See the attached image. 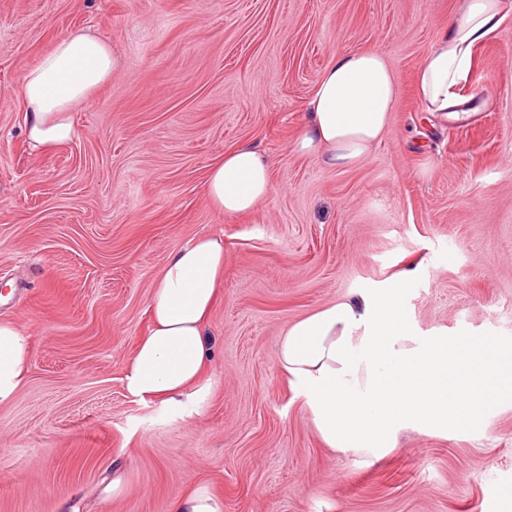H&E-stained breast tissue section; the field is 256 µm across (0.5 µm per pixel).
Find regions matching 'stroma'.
<instances>
[{"mask_svg":"<svg viewBox=\"0 0 512 512\" xmlns=\"http://www.w3.org/2000/svg\"><path fill=\"white\" fill-rule=\"evenodd\" d=\"M458 0H0V320L31 337L0 405V512H171L197 487L224 512H512V400L480 432L407 430L381 458L323 441L281 374L282 330L404 279L418 334L512 347V14L478 47L465 124L423 112L416 76ZM110 42L111 80L45 154L11 96L57 37ZM390 64L399 101L349 169L294 152L343 52ZM250 142L271 159L253 212L208 204L209 167ZM224 236L206 328L211 394L172 417L123 383L169 257ZM121 475L118 493L108 485Z\"/></svg>","mask_w":512,"mask_h":512,"instance_id":"35a3bbf8","label":"stroma"}]
</instances>
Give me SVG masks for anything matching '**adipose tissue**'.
<instances>
[{
  "mask_svg": "<svg viewBox=\"0 0 512 512\" xmlns=\"http://www.w3.org/2000/svg\"><path fill=\"white\" fill-rule=\"evenodd\" d=\"M505 0H459L458 17L431 46L417 74L424 111L458 123L457 91L467 84L475 51L506 16ZM115 58L104 39L83 31L58 36L50 53L20 77L13 95L26 112L33 153L66 146L78 131L74 111L90 104L112 77ZM398 101L396 77L383 55H338L307 105L295 152L347 168L366 158L385 134ZM271 162L250 144L211 165L210 205L227 216L252 212L271 191ZM224 273V236L195 238L175 252L148 298L150 327L124 374L130 395L160 404L174 417L206 400L205 329ZM402 291L350 294L289 324L277 342V364L302 397L328 447L367 457L395 448L403 430L448 433L479 427L512 399V349L488 336H419L401 308ZM29 334L0 321V404L23 384Z\"/></svg>",
  "mask_w": 512,
  "mask_h": 512,
  "instance_id": "adipose-tissue-1",
  "label": "adipose tissue"
}]
</instances>
